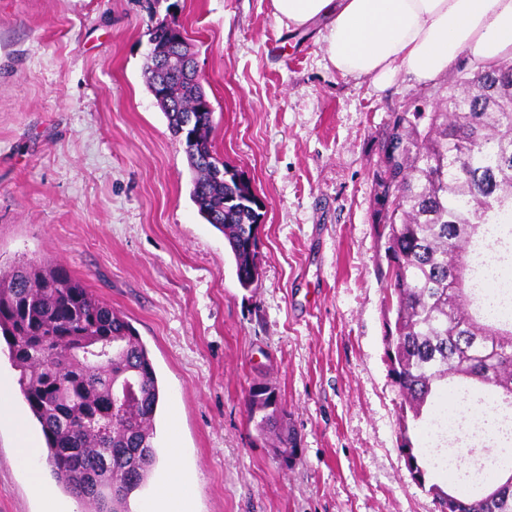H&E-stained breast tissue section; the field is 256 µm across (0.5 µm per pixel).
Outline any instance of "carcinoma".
Returning a JSON list of instances; mask_svg holds the SVG:
<instances>
[{
    "mask_svg": "<svg viewBox=\"0 0 512 512\" xmlns=\"http://www.w3.org/2000/svg\"><path fill=\"white\" fill-rule=\"evenodd\" d=\"M190 54L182 30L154 27L145 74L175 137L196 172L192 197L208 223L224 233L239 286L259 280L260 214L248 185L224 169L212 143L213 110L181 64ZM374 191L385 240V336L402 419H417L444 385L473 384L512 407V318L475 301L469 248L487 224L512 219V65L480 66L461 75L434 112H398L381 145ZM0 339L19 372L20 391L41 427L46 462L56 481L94 512H130L132 494L158 462L154 445L161 389L149 351L126 317L80 278L51 263L0 269ZM132 378L137 402L112 407V385ZM250 419L274 434L288 461L290 431L275 392L255 386ZM454 512H512V475L475 484Z\"/></svg>",
    "mask_w": 512,
    "mask_h": 512,
    "instance_id": "1",
    "label": "carcinoma"
}]
</instances>
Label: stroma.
Masks as SVG:
<instances>
[{
	"label": "stroma",
	"mask_w": 512,
	"mask_h": 512,
	"mask_svg": "<svg viewBox=\"0 0 512 512\" xmlns=\"http://www.w3.org/2000/svg\"><path fill=\"white\" fill-rule=\"evenodd\" d=\"M188 34L214 149L261 203L255 288L192 201L184 147L144 72L158 22ZM322 23L289 28L270 0H0V263L49 261L124 314L164 389L159 461L177 445L192 512H441L400 450L425 454L431 415L403 425L385 354L387 262L374 179L394 113L436 110L434 81L387 87L326 59ZM271 388L297 455L283 463L245 400ZM0 512H46L14 460L30 414L6 345Z\"/></svg>",
	"instance_id": "1"
}]
</instances>
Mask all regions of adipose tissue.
<instances>
[{"instance_id":"obj_1","label":"adipose tissue","mask_w":512,"mask_h":512,"mask_svg":"<svg viewBox=\"0 0 512 512\" xmlns=\"http://www.w3.org/2000/svg\"><path fill=\"white\" fill-rule=\"evenodd\" d=\"M278 22H322L328 62L384 84L406 73L435 80L460 55L512 60V0H271Z\"/></svg>"}]
</instances>
